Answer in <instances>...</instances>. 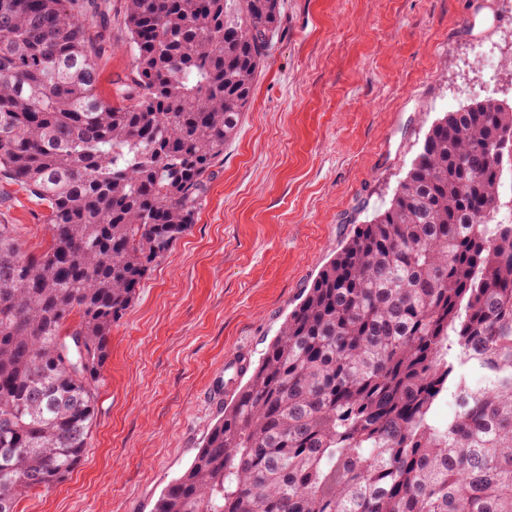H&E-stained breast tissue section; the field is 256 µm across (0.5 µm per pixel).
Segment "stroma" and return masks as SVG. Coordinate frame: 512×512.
I'll list each match as a JSON object with an SVG mask.
<instances>
[{
  "instance_id": "1",
  "label": "stroma",
  "mask_w": 512,
  "mask_h": 512,
  "mask_svg": "<svg viewBox=\"0 0 512 512\" xmlns=\"http://www.w3.org/2000/svg\"><path fill=\"white\" fill-rule=\"evenodd\" d=\"M124 0L112 3L101 90L131 68ZM281 31L195 222L113 326L96 423L74 470L18 512H151L191 463L238 383L319 270L386 208L431 123L512 99V0H281ZM46 207L0 181V224L28 248Z\"/></svg>"
}]
</instances>
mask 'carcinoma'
<instances>
[{
    "mask_svg": "<svg viewBox=\"0 0 512 512\" xmlns=\"http://www.w3.org/2000/svg\"><path fill=\"white\" fill-rule=\"evenodd\" d=\"M0 0V512L88 447L112 326L191 228L275 46L280 0ZM512 102L434 120L389 205L288 314L152 512H512ZM124 0H111L112 3V48L100 60L101 90L108 94L111 81L123 77L132 64V53L128 44L127 33L123 25ZM46 206L15 184L0 181V224H13L21 242L38 249L47 236Z\"/></svg>",
    "mask_w": 512,
    "mask_h": 512,
    "instance_id": "1",
    "label": "carcinoma"
}]
</instances>
